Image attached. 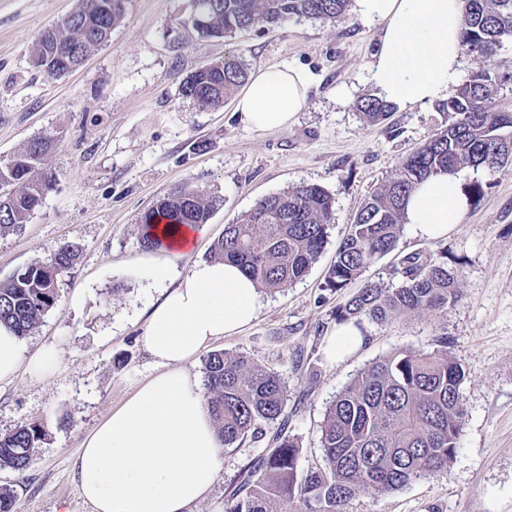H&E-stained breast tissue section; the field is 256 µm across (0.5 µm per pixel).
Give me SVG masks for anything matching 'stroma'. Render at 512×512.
I'll return each instance as SVG.
<instances>
[{"instance_id": "35a3bbf8", "label": "stroma", "mask_w": 512, "mask_h": 512, "mask_svg": "<svg viewBox=\"0 0 512 512\" xmlns=\"http://www.w3.org/2000/svg\"><path fill=\"white\" fill-rule=\"evenodd\" d=\"M78 0H0V157L49 137L55 177L22 229L0 236V283L44 260L63 242L80 245L59 300L21 340L23 358L53 349L45 376L20 369L0 381V433L36 422L48 431L24 473L0 470L15 491V512H94L82 496L74 460L86 436L160 368L140 335L162 291L134 265L143 256L139 225L156 199L178 186L203 192L214 208L193 260H209L226 224L265 196L300 184L325 188L334 201L328 242L303 280L258 291L257 317L211 350L247 355L277 371L287 386V429L300 464L323 460L320 425L328 406L375 359L398 350L433 351L440 335L461 364L465 410L460 448L446 470L385 494L362 490L348 512H512V167L496 174L466 168L465 182L485 183L462 223L438 239L403 228L395 250L358 283L334 290L327 276L362 201L394 177L444 116L435 105L396 110L367 123L356 109L374 95L368 63L376 23L350 10L337 24L286 19L229 37H203L189 24L191 0H125L107 43L78 70L49 78L30 64L37 33ZM234 55L249 71L278 64L312 76L308 103L286 129L245 130L235 99L200 110L182 97L187 76ZM447 252L462 272L460 296L447 312L364 321L366 344L331 364L317 354L335 313L359 285L396 288L410 253ZM267 450L265 439L224 449V466L190 512H224L245 472Z\"/></svg>"}]
</instances>
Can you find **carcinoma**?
Returning <instances> with one entry per match:
<instances>
[{
  "label": "carcinoma",
  "instance_id": "obj_1",
  "mask_svg": "<svg viewBox=\"0 0 512 512\" xmlns=\"http://www.w3.org/2000/svg\"><path fill=\"white\" fill-rule=\"evenodd\" d=\"M350 0H193L192 27L207 37L230 36L257 26H275L286 18L336 24L345 19ZM124 14V0H79L69 25L44 29L31 47L32 66L61 77L81 66L104 45ZM512 37V0H466L462 49L484 58ZM72 46L70 67L49 59L50 45ZM248 80L247 66L235 56L190 74L181 95L201 109L222 106ZM512 75L489 70L473 73L454 95L438 103L446 122L409 155L398 173L364 200L349 225L330 269L328 287L344 288L376 259L393 251L405 218V203L414 187L440 173L482 168L491 174L512 163V110L499 108L503 86ZM357 110L369 123L387 119L393 106L364 97ZM52 140L34 138L0 165V235L20 230L42 202L54 177L44 169ZM211 202L200 192L175 188L160 196L141 218L140 242L162 247L152 233L155 219L204 224ZM335 220L333 200L321 186L289 187L264 197L238 221L224 225L213 256L236 264L262 288H284L302 279L325 247ZM80 247L64 243L47 258L0 283V324L19 337L29 335L55 306L61 279L76 265ZM392 290L365 285L336 311V323L365 319L383 323L405 315L439 314L460 293L461 271L448 266L445 252L406 255ZM205 398L221 444L230 448L250 436L260 439L265 427L285 426L287 392L279 374L254 365L241 353L214 351L203 363ZM465 373L448 355V338L432 352L396 351L371 362L336 395L321 425L325 464L300 468L299 447L279 430L270 448L248 469L247 477L225 503V512H283L297 502L298 512H346L360 490L386 493L425 479L448 467L459 448L464 408ZM46 429L25 423L0 434V470L25 471Z\"/></svg>",
  "mask_w": 512,
  "mask_h": 512
}]
</instances>
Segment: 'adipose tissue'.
<instances>
[{
  "label": "adipose tissue",
  "instance_id": "1",
  "mask_svg": "<svg viewBox=\"0 0 512 512\" xmlns=\"http://www.w3.org/2000/svg\"><path fill=\"white\" fill-rule=\"evenodd\" d=\"M365 20L378 25V48L368 64L381 99L399 108L447 100L460 82L465 0H356ZM308 72L281 65L256 70L236 102L243 127L267 133L288 127L307 101ZM469 208L459 175L438 174L419 184L405 208L417 235L438 238L462 223ZM163 237L162 256L139 269L164 287L141 335L161 371L145 381L86 437L75 462L80 491L95 512H189L213 487L223 448L198 379L188 365L214 340L238 333L256 317L257 286L235 265L195 263L176 278L173 262L192 255L207 234L203 224L179 225ZM21 342L0 325V380L20 365L34 374L56 366L44 349L21 359Z\"/></svg>",
  "mask_w": 512,
  "mask_h": 512
}]
</instances>
